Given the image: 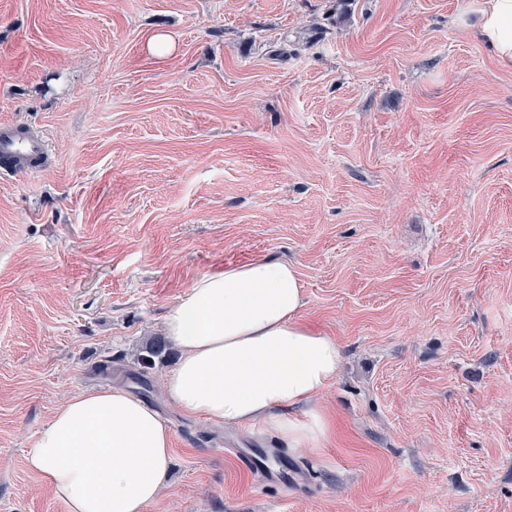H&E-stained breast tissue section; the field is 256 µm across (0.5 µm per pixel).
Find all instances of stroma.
I'll use <instances>...</instances> for the list:
<instances>
[{
    "label": "stroma",
    "mask_w": 512,
    "mask_h": 512,
    "mask_svg": "<svg viewBox=\"0 0 512 512\" xmlns=\"http://www.w3.org/2000/svg\"><path fill=\"white\" fill-rule=\"evenodd\" d=\"M482 4L0 0V124L49 139L0 176V512H65L25 450L109 386L172 435L146 512H512V69ZM258 259L342 349L314 451L179 411L176 348L141 362L195 280Z\"/></svg>",
    "instance_id": "1"
}]
</instances>
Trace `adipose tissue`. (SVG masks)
Instances as JSON below:
<instances>
[{
	"label": "adipose tissue",
	"instance_id": "ef3b65f1",
	"mask_svg": "<svg viewBox=\"0 0 512 512\" xmlns=\"http://www.w3.org/2000/svg\"><path fill=\"white\" fill-rule=\"evenodd\" d=\"M481 34L512 68V0H484ZM302 282L287 262L258 260L197 279L168 311L181 351L162 383L176 407L230 427L263 422L290 446L317 447L325 416L310 405L337 376L334 339L303 321ZM308 406L305 418L292 411ZM171 434L121 388L69 394L25 451L67 512H145L168 483Z\"/></svg>",
	"mask_w": 512,
	"mask_h": 512
}]
</instances>
